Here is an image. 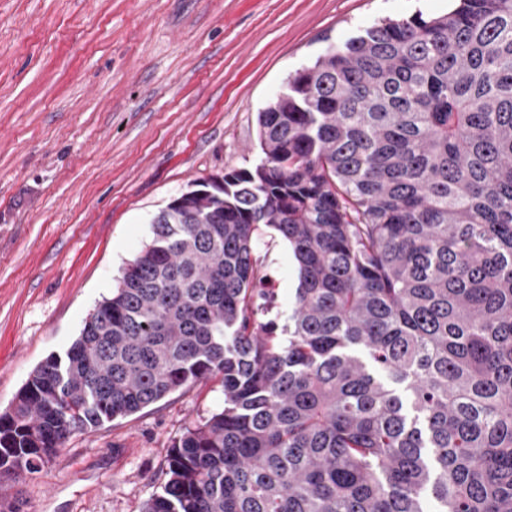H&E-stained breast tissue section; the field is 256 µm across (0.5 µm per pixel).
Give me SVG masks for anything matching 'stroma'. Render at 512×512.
I'll list each match as a JSON object with an SVG mask.
<instances>
[{
	"label": "stroma",
	"mask_w": 512,
	"mask_h": 512,
	"mask_svg": "<svg viewBox=\"0 0 512 512\" xmlns=\"http://www.w3.org/2000/svg\"><path fill=\"white\" fill-rule=\"evenodd\" d=\"M450 0H0V412L64 354L197 183L253 169L257 114L289 74L385 18ZM257 275L286 324L287 242L263 229ZM224 407L219 380L74 434L0 483L20 512H141L172 442Z\"/></svg>",
	"instance_id": "1"
}]
</instances>
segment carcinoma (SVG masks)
<instances>
[{
  "instance_id": "obj_1",
  "label": "carcinoma",
  "mask_w": 512,
  "mask_h": 512,
  "mask_svg": "<svg viewBox=\"0 0 512 512\" xmlns=\"http://www.w3.org/2000/svg\"><path fill=\"white\" fill-rule=\"evenodd\" d=\"M257 123L259 164L155 215L0 413V477L218 377L141 512H512V0L376 24ZM263 228L297 262L281 327Z\"/></svg>"
}]
</instances>
